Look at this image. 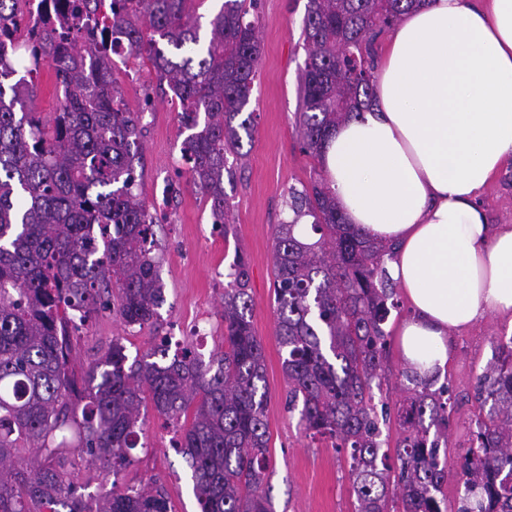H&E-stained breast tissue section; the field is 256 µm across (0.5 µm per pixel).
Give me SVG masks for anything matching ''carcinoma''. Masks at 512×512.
I'll list each match as a JSON object with an SVG mask.
<instances>
[{"label":"carcinoma","mask_w":512,"mask_h":512,"mask_svg":"<svg viewBox=\"0 0 512 512\" xmlns=\"http://www.w3.org/2000/svg\"><path fill=\"white\" fill-rule=\"evenodd\" d=\"M187 2L0 0V512H172L163 489L121 482L147 400L180 433L174 447L200 512H274L265 361L242 253L224 285V349L205 360L161 343L129 365L116 339L81 376L70 367L93 316L111 309L143 328L164 303L151 211L135 192L142 113L126 108L114 79V45L146 59L179 100L190 181L213 222L229 223L228 157H245L255 128L257 0H224L205 43ZM416 2L308 0L304 152L320 156L336 124L372 106L379 41ZM47 66L63 93L49 121L33 110L29 80ZM288 199L291 218L273 234L283 373L304 432L349 455L356 512H512V336L498 339L479 378L486 416L460 457L458 498L443 508L448 385L402 371L413 388L393 454L373 404L372 384L386 378L383 324L398 308L386 268L395 247L346 224L324 177ZM304 217L317 240L295 232ZM84 461L111 482L105 495L81 492Z\"/></svg>","instance_id":"1"}]
</instances>
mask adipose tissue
Returning <instances> with one entry per match:
<instances>
[{"label": "adipose tissue", "instance_id": "1", "mask_svg": "<svg viewBox=\"0 0 512 512\" xmlns=\"http://www.w3.org/2000/svg\"><path fill=\"white\" fill-rule=\"evenodd\" d=\"M322 167L347 223L392 242L411 314L405 368L445 374L448 333L512 327V225L478 198L512 164V0H423L391 30L375 102L330 133Z\"/></svg>", "mask_w": 512, "mask_h": 512}]
</instances>
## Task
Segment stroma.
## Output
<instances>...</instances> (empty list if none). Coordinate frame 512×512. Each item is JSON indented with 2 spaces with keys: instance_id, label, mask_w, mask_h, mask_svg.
I'll use <instances>...</instances> for the list:
<instances>
[{
  "instance_id": "obj_1",
  "label": "stroma",
  "mask_w": 512,
  "mask_h": 512,
  "mask_svg": "<svg viewBox=\"0 0 512 512\" xmlns=\"http://www.w3.org/2000/svg\"><path fill=\"white\" fill-rule=\"evenodd\" d=\"M307 4L308 0H257L254 15L262 56L249 103L257 115L256 127L253 140L244 145L241 175L224 185L233 204V222L224 232L214 229L209 203L190 182L182 158L186 134L179 128V101L167 85L159 83L146 60L116 57L114 76L125 102L130 110L142 114L138 192L149 207L160 208L162 213L157 256L165 301L157 323L143 329L125 326L110 311L93 317L74 344L71 364L76 373H83L116 338L131 358L145 355L166 336L206 355L222 348L225 275L235 252H242L249 263L252 326L264 349L270 454L265 489L274 512H355L347 455L336 452L327 438L306 437L298 412L287 408L284 352L276 336L274 226L288 218L289 187L309 183L320 169L317 159L302 152L295 131L298 75L306 58L302 19ZM478 202L489 223L512 224V166L493 179ZM199 322L209 330L201 340L189 333ZM507 333L506 324L490 313L471 327L449 334L455 355L441 378L454 400L444 487L449 500L458 497V457L468 448L480 414L475 399L478 379L493 358L495 339ZM385 366L389 421L383 438L393 447L402 435L397 407L404 398L400 390L403 365L396 345H389ZM141 419V445L131 452L132 463L124 480L163 487L173 512H199L187 462L171 446V430L153 406L143 408Z\"/></svg>"
}]
</instances>
